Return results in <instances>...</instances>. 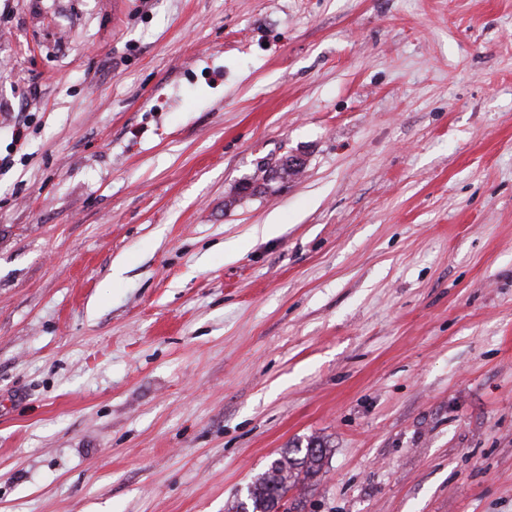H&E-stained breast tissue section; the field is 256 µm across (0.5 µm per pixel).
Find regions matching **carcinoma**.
Returning a JSON list of instances; mask_svg holds the SVG:
<instances>
[{"label": "carcinoma", "mask_w": 512, "mask_h": 512, "mask_svg": "<svg viewBox=\"0 0 512 512\" xmlns=\"http://www.w3.org/2000/svg\"><path fill=\"white\" fill-rule=\"evenodd\" d=\"M261 179L271 181L275 177H288L295 169L284 164L275 169L263 162L257 165ZM325 449L312 441L306 447H296L272 460L261 476L247 489V501L233 506L235 512H292L294 506L284 501L288 489L299 474L314 476L320 472Z\"/></svg>", "instance_id": "cac0c4a2"}]
</instances>
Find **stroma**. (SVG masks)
Listing matches in <instances>:
<instances>
[{"label":"stroma","instance_id":"obj_1","mask_svg":"<svg viewBox=\"0 0 512 512\" xmlns=\"http://www.w3.org/2000/svg\"><path fill=\"white\" fill-rule=\"evenodd\" d=\"M312 438L299 512H512V0H0V512Z\"/></svg>","mask_w":512,"mask_h":512}]
</instances>
